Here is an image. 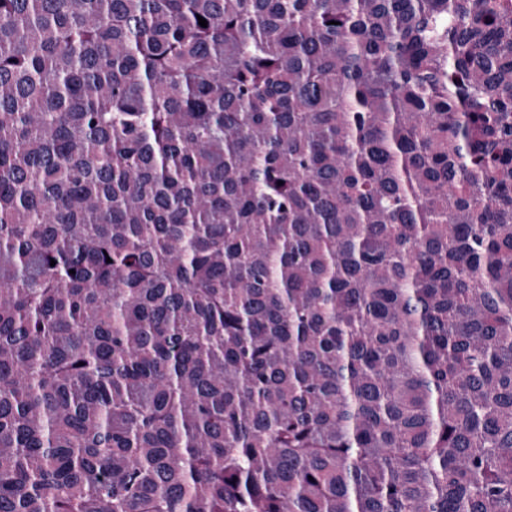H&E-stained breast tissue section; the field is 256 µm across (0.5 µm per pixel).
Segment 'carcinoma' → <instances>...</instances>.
I'll list each match as a JSON object with an SVG mask.
<instances>
[{"label": "carcinoma", "mask_w": 512, "mask_h": 512, "mask_svg": "<svg viewBox=\"0 0 512 512\" xmlns=\"http://www.w3.org/2000/svg\"><path fill=\"white\" fill-rule=\"evenodd\" d=\"M0 512H512V0H0Z\"/></svg>", "instance_id": "1"}]
</instances>
